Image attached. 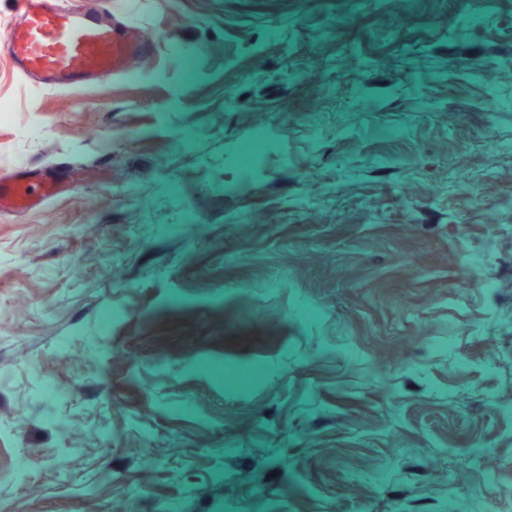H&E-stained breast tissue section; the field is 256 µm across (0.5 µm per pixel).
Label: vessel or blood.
<instances>
[{
	"instance_id": "vessel-or-blood-1",
	"label": "vessel or blood",
	"mask_w": 512,
	"mask_h": 512,
	"mask_svg": "<svg viewBox=\"0 0 512 512\" xmlns=\"http://www.w3.org/2000/svg\"><path fill=\"white\" fill-rule=\"evenodd\" d=\"M136 0H17L0 47L21 82L34 90L74 91L129 74L153 44L129 21ZM55 181L21 173L0 177V207L19 212L51 199Z\"/></svg>"
}]
</instances>
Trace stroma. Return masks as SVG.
I'll return each mask as SVG.
<instances>
[{"label":"stroma","mask_w":512,"mask_h":512,"mask_svg":"<svg viewBox=\"0 0 512 512\" xmlns=\"http://www.w3.org/2000/svg\"><path fill=\"white\" fill-rule=\"evenodd\" d=\"M133 20L151 57L81 91L0 55V174L62 187L0 214V505L512 512V0Z\"/></svg>","instance_id":"1"}]
</instances>
